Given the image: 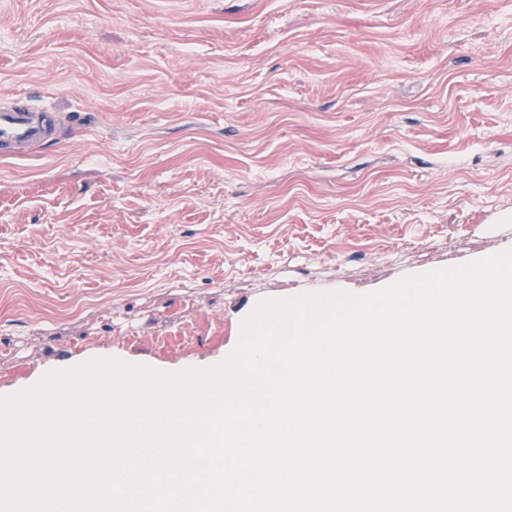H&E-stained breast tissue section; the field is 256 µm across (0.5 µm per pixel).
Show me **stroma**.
Instances as JSON below:
<instances>
[{
    "label": "stroma",
    "instance_id": "1",
    "mask_svg": "<svg viewBox=\"0 0 512 512\" xmlns=\"http://www.w3.org/2000/svg\"><path fill=\"white\" fill-rule=\"evenodd\" d=\"M0 393L221 363L260 300L512 245V0H0ZM45 112H34V107L23 98L13 95L1 98L0 156L10 159L24 155L43 144L53 127Z\"/></svg>",
    "mask_w": 512,
    "mask_h": 512
}]
</instances>
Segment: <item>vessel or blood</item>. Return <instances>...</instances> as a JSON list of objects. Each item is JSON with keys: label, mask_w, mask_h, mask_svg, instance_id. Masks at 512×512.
Wrapping results in <instances>:
<instances>
[{"label": "vessel or blood", "mask_w": 512, "mask_h": 512, "mask_svg": "<svg viewBox=\"0 0 512 512\" xmlns=\"http://www.w3.org/2000/svg\"><path fill=\"white\" fill-rule=\"evenodd\" d=\"M53 127L45 113L35 111L23 98L13 95L0 99V157L24 155L43 144Z\"/></svg>", "instance_id": "obj_1"}]
</instances>
